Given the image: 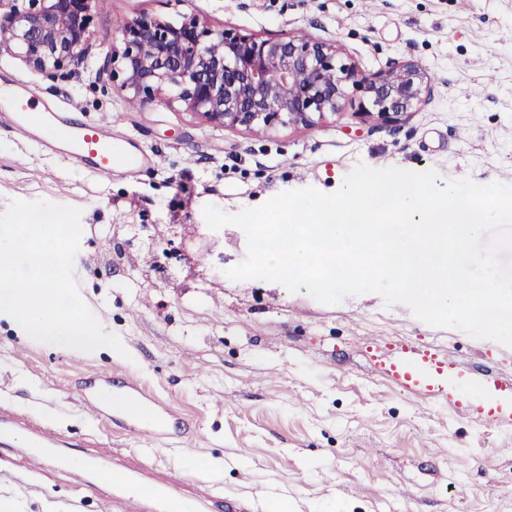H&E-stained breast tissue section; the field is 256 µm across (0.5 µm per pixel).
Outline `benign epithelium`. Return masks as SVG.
<instances>
[{"mask_svg": "<svg viewBox=\"0 0 512 512\" xmlns=\"http://www.w3.org/2000/svg\"><path fill=\"white\" fill-rule=\"evenodd\" d=\"M0 56L8 54L54 79L70 66L88 69L91 10L100 0H0ZM120 44L97 72L144 103L179 104L220 127L265 130L313 126L342 107L347 85L362 93L361 109L380 116L411 111L427 89V71L404 61L366 76L338 58L336 43L284 34L262 38L213 28L196 15L177 21L141 14L119 29ZM278 80L271 82L268 74Z\"/></svg>", "mask_w": 512, "mask_h": 512, "instance_id": "benign-epithelium-1", "label": "benign epithelium"}]
</instances>
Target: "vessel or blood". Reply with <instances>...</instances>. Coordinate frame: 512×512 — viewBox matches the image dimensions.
Here are the masks:
<instances>
[{"label":"vessel or blood","instance_id":"vessel-or-blood-1","mask_svg":"<svg viewBox=\"0 0 512 512\" xmlns=\"http://www.w3.org/2000/svg\"><path fill=\"white\" fill-rule=\"evenodd\" d=\"M0 120L28 139L41 141L48 150H62L76 163L88 167L93 175L108 177L114 169L136 171L144 164V157L130 155L122 143L113 141L102 126L95 123H75L54 106L35 105L26 95L10 89H0ZM386 373L405 388L417 390L429 401L445 402L466 413L480 410L482 392H490L506 401V409L494 415V422L512 423V380L494 376L476 377L461 369L455 362L440 361L435 356L416 349L406 350L399 358L384 365ZM125 401V411L120 421L130 431L160 439L173 429L169 419L142 416L146 399L139 384L128 375L114 376ZM56 440L47 434L26 437L21 453L33 464L35 471H42L54 458ZM72 462L82 468L92 469L96 478L111 485L112 494L132 501L147 502L151 512H180L182 497L173 493L168 482H144L138 471L124 468L114 471L108 465V456L96 453L86 457H73Z\"/></svg>","mask_w":512,"mask_h":512}]
</instances>
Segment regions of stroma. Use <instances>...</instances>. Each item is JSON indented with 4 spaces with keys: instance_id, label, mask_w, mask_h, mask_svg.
Wrapping results in <instances>:
<instances>
[{
    "instance_id": "obj_1",
    "label": "stroma",
    "mask_w": 512,
    "mask_h": 512,
    "mask_svg": "<svg viewBox=\"0 0 512 512\" xmlns=\"http://www.w3.org/2000/svg\"><path fill=\"white\" fill-rule=\"evenodd\" d=\"M216 28L264 38L302 33L336 41L357 70L412 60L430 74L409 112L359 115L349 93L319 124L244 131L182 107L134 103L83 69L49 79L0 57V82L35 104L54 103L111 126L150 161L134 176L102 178L0 128V213L16 200L81 209L74 262L78 290L127 357L71 353L19 340L0 320V405L93 451L109 443L115 465L144 478L167 473L199 496L242 499L247 512H512V427L427 404L375 367L403 347L454 358L512 379V348L440 328L374 293L331 306L262 280L235 281L246 256L237 226L210 230L205 206L229 214L279 193L336 191L358 165L466 174L512 185V0H192ZM170 0H109L93 10L90 53L104 60L123 21L178 17ZM131 372L150 412L187 433L137 439L100 394L109 371ZM498 461L484 470L485 456ZM65 465L35 473L0 444V498L17 512H129L108 486Z\"/></svg>"
}]
</instances>
